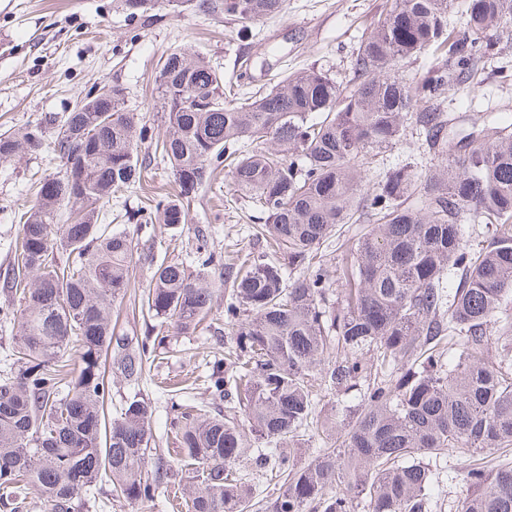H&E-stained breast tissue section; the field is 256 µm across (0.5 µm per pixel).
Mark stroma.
<instances>
[{"label":"stroma","instance_id":"obj_1","mask_svg":"<svg viewBox=\"0 0 512 512\" xmlns=\"http://www.w3.org/2000/svg\"><path fill=\"white\" fill-rule=\"evenodd\" d=\"M385 4L386 0H286L282 14L242 38L222 12L200 11L193 0L177 9L165 0H148L136 10L127 8L124 0H0V134L36 125L48 115L64 121L81 97L100 85H117L125 90L126 108L138 112L149 129V139L138 147L140 155H147L151 139L166 131L154 76L170 47L180 45L203 56L229 77L246 72L251 90L272 87L286 73L310 67L341 82L350 72L362 36ZM482 66L479 90L463 87L450 93L451 112L467 125L481 122L488 110L512 116V40H502ZM404 164L418 173L430 166L429 155L412 134L384 153L374 176L382 178L389 168ZM60 169L58 155L48 148L0 159V280L11 269L18 213L34 199V180ZM177 191L170 174L160 169L143 188L106 202L103 210L122 214L136 208L142 197ZM255 216L219 171L193 195L187 227L160 225L142 234L140 242L159 257L187 245L194 226L207 225L217 253L236 247L259 252L266 244L252 237ZM151 273L149 261H141L126 297L112 307L118 315L117 332L135 342L144 338L146 323L134 301ZM223 308V302H216L213 317L193 335H174L173 348L193 352V359L174 357L153 364L149 382L137 389L117 378L112 381L113 405L137 392L151 400L154 443L167 459L178 458L180 450L170 425V397L157 383L166 378L177 381L191 401L208 402L198 377L205 370V358L224 349L229 329L217 318ZM184 487V482L172 480L146 504L112 498L104 487L88 512H176Z\"/></svg>","mask_w":512,"mask_h":512}]
</instances>
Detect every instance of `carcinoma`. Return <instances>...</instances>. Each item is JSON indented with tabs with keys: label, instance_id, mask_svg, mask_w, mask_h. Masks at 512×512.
<instances>
[{
	"label": "carcinoma",
	"instance_id": "carcinoma-1",
	"mask_svg": "<svg viewBox=\"0 0 512 512\" xmlns=\"http://www.w3.org/2000/svg\"><path fill=\"white\" fill-rule=\"evenodd\" d=\"M458 5L461 29L449 23ZM197 7L224 11L247 37L284 0ZM509 36L512 0H390L347 81L311 67L256 92L174 47L156 77L167 131L154 153L179 192L141 201L115 226L100 204L140 182L146 128L120 86L79 101L56 131L62 174L37 182L3 286L0 330L19 333L0 369L3 507L26 512L32 486L46 512H75L102 481L115 498L147 503L175 476L151 447L150 400L135 396L105 417L112 373L140 384L166 340L132 345L112 327V305L131 286L142 227L188 223L185 200L224 162L231 190L264 215L272 251L246 254V269L224 263L197 227L187 259L163 258L141 297L150 319L191 335L221 292L216 271L231 281V338L204 379L214 410L172 406L189 512H248L253 491L233 467L255 441L256 467L285 477L267 512H351L360 496L367 512H431L425 460L511 448L512 372L482 351L494 344L512 356V124L490 117L456 127L447 102L449 90L478 84L481 58ZM426 53L430 69L400 76ZM411 127L437 163L372 181L379 154ZM42 144L40 124L0 134V159ZM341 224L365 230L333 281L319 249ZM465 224L495 226L490 244L474 251ZM445 339L458 349L453 361L439 351ZM317 376L331 391L361 382L366 390L356 406H331L341 440L303 464L287 449L315 411ZM459 483L457 512H512L511 465L472 464Z\"/></svg>",
	"mask_w": 512,
	"mask_h": 512
}]
</instances>
